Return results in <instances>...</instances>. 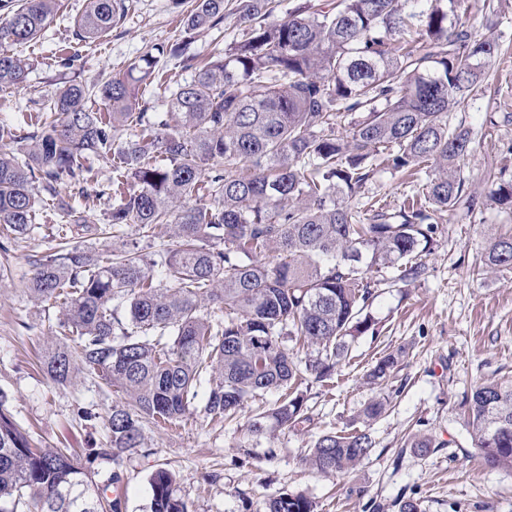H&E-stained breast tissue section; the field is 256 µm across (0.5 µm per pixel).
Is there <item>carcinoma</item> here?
Instances as JSON below:
<instances>
[{
  "label": "carcinoma",
  "mask_w": 512,
  "mask_h": 512,
  "mask_svg": "<svg viewBox=\"0 0 512 512\" xmlns=\"http://www.w3.org/2000/svg\"><path fill=\"white\" fill-rule=\"evenodd\" d=\"M458 2L302 0L275 19L280 0H193L179 42L153 46L101 83L58 87L36 129L19 137L25 147L0 144V241L31 235L40 205L56 204L67 218L24 288L61 305L68 334L50 337V378L73 385L95 375L121 394L106 420L110 447L96 456L118 461L141 447L142 419L180 421L200 395L211 419L226 420L280 390L251 431L304 426L311 416L296 385L331 378L371 329L372 269H394L393 285L421 280L439 215L460 203L481 209L464 177L473 130L449 114L470 106L500 44L450 21ZM55 7L0 0L10 14L0 23L1 91L26 81V63L7 48L30 42ZM126 8V0H87L76 36L112 32ZM227 10L242 39L198 61L194 32L221 26ZM168 56L194 75L170 91L163 118L142 99ZM92 98L107 111L89 109ZM348 116V132L336 135ZM93 158L112 160L108 184L91 176ZM383 164L425 171L416 198L397 209L354 204ZM62 185L85 201L111 199L112 208L101 219L76 208ZM133 228L154 251L124 243ZM105 235L121 244L90 246ZM497 270H512L511 228L471 274ZM401 355L379 358L367 383L389 378ZM7 400L0 390V512H122L79 460L33 447ZM385 406L384 397L369 402L363 423ZM462 408L484 461L512 470V380L476 386ZM374 447L365 429L327 432L305 461L335 476ZM150 487L151 512H188L169 470L157 469ZM263 512H315V504L282 493Z\"/></svg>",
  "instance_id": "obj_1"
}]
</instances>
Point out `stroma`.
<instances>
[{"label":"stroma","mask_w":512,"mask_h":512,"mask_svg":"<svg viewBox=\"0 0 512 512\" xmlns=\"http://www.w3.org/2000/svg\"><path fill=\"white\" fill-rule=\"evenodd\" d=\"M86 4L57 0L40 36L17 47L28 75L24 88L0 92V128L25 135L44 95L61 79L93 84L124 71L151 45L173 44L183 35L182 16L170 0H133L108 37L81 42L75 21ZM457 14L478 37L502 46L475 103L449 117L478 133L464 175L468 192L485 205L471 213L461 204L444 214L424 279L392 288L393 269L375 272L380 285L367 309L375 329L354 342L331 379L310 382L304 392L309 427L250 432L259 405L276 401L273 391L231 420L211 419L199 405L163 429L143 420V447L116 463L93 456L108 441L106 419L116 395L91 375L75 387L50 380L47 338L57 331L60 312L21 286L34 257L57 244L55 227L64 218L52 208L39 213L30 238L0 248V271L9 274L0 280V388L9 393L7 409L38 447L69 449L101 485L120 474L123 512H150L149 480L161 467L174 472L188 512H261L266 500L285 492L309 498L316 512H374L375 505L402 495L417 500L423 512H512V472L483 463L459 408L471 386L512 379V270L481 279L470 274L500 227H512V212L491 197L496 184L512 181V0H460ZM417 188L415 179L385 169L363 197L395 206ZM399 348L405 354L383 391L387 409L370 427V456L345 474L311 470L303 457L313 440L356 427L359 412L376 395L365 373ZM81 406L92 409L95 420L80 417ZM416 431L429 434L434 449L405 447Z\"/></svg>","instance_id":"obj_1"}]
</instances>
